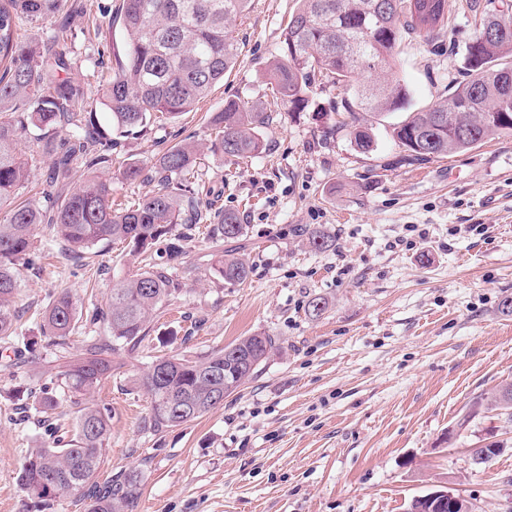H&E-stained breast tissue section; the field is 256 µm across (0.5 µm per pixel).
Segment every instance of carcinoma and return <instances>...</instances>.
I'll use <instances>...</instances> for the list:
<instances>
[{
  "mask_svg": "<svg viewBox=\"0 0 512 512\" xmlns=\"http://www.w3.org/2000/svg\"><path fill=\"white\" fill-rule=\"evenodd\" d=\"M251 0H122L125 53L98 93L97 104L86 101L68 74L78 34L63 14L66 0H0V336L17 330L14 298L19 288L17 267L33 246L37 224L57 228L64 251L73 259L107 240L121 243L139 265L136 273L109 292L106 308L92 320L106 322L110 336L94 338L83 353L68 351L67 338L78 322L72 296L63 291L45 312L42 347L65 360L56 387L17 391L50 421L58 406L56 392L86 396L112 375V353L138 348L150 340V326L159 311L182 291L169 270L182 264L183 248L165 247L167 262L152 254L158 244L190 237L199 224L224 241L244 235L235 211L212 213L199 207L192 177L198 157L210 151L229 160L265 150L259 129L266 112L229 99L212 115L215 138L210 143H178L159 152L148 167L126 165V182L154 179L159 189L123 208L112 204L111 182L95 174L112 162V132L100 125L97 108L106 111L120 134L134 135L166 119L191 112L224 80L239 55L235 22ZM283 29L282 46L265 76L276 102L290 112L309 108L316 77L341 85L349 95L332 102L340 117L336 130L346 131L357 150H374L373 124L408 104V90L391 78L398 48L411 39L437 49L448 27V0H296ZM474 23L472 42L465 47V79L430 107L411 112L392 127L403 150L402 160L424 162L469 150L500 135H512V11H488L481 0H466ZM52 22L45 40H23L24 23ZM487 29L496 32L488 44H473ZM41 131L37 148L50 160L45 198L63 197L57 207L16 203V190L29 177L28 162L18 148L29 126ZM69 137L59 139V132ZM86 179L70 187L74 170ZM185 231H178L179 225ZM252 265L222 252L211 267L227 283H244ZM232 352H227V349ZM280 350L277 337H241L222 349L158 357L139 379L149 399L148 423L162 431L203 416L246 384ZM238 351L241 357L233 352ZM512 383L472 404V411L498 412L512 423V403L503 391ZM110 417L84 404L78 410L65 447L40 446L29 453L18 481L37 512H50L56 499L77 495L84 512H136L145 473L141 468L117 472L104 482L97 473L107 452ZM408 512H474L468 499L438 503L421 495Z\"/></svg>",
  "mask_w": 512,
  "mask_h": 512,
  "instance_id": "carcinoma-1",
  "label": "carcinoma"
}]
</instances>
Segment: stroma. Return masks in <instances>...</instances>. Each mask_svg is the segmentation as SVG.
Here are the masks:
<instances>
[{
    "label": "stroma",
    "instance_id": "stroma-1",
    "mask_svg": "<svg viewBox=\"0 0 512 512\" xmlns=\"http://www.w3.org/2000/svg\"><path fill=\"white\" fill-rule=\"evenodd\" d=\"M83 2L71 22L89 30L91 45L80 48L70 77L93 102L124 54L121 29L109 22L121 0ZM462 2L448 0L458 27L441 50L403 47L396 74L410 107L374 125L373 152L356 151L345 132L332 130L329 104L342 88L316 89L307 112L274 106L264 73L295 0H251L235 26L238 61L223 83L175 122L117 137L100 174L113 200L125 203L158 184L122 182L121 165L146 166L184 139H209V118L225 100L271 115L260 130L262 154L229 161L209 153L196 167L201 196L240 213L245 235L231 243L198 232L188 238L173 271L183 290L153 322L151 344L115 352L111 378L90 397L111 423L100 479L145 471L137 512H406L439 486L456 489L476 512H512V425L470 412L477 397L512 381V316L499 308L512 295V136L409 165L390 133L409 110L463 79L472 28ZM37 135L31 127L19 141L29 167L19 198L40 204L49 161L31 151ZM310 229L333 245H309ZM34 243L18 267L17 331L0 340V354L37 340L64 290L80 316L73 352L108 336L90 316L134 270L123 245L94 247L78 268L55 229L36 225ZM228 249L253 266L244 284L210 274L215 254ZM188 268L194 276H185ZM316 297L327 307L313 316ZM253 334L277 337L281 349L250 382L198 419L148 430L139 377L155 356L206 353ZM62 365L39 349L0 371V512H32L18 474L28 450L50 440L37 413L21 420L15 392L50 382ZM487 437L504 451L472 464L470 448Z\"/></svg>",
    "mask_w": 512,
    "mask_h": 512
}]
</instances>
